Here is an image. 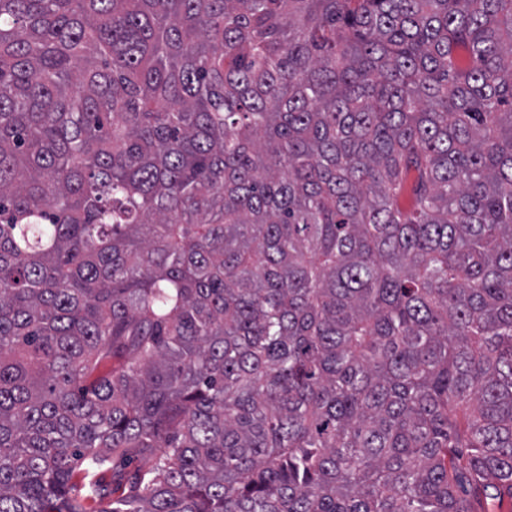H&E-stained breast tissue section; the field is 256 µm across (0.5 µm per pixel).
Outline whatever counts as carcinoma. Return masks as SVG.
Returning a JSON list of instances; mask_svg holds the SVG:
<instances>
[{
	"mask_svg": "<svg viewBox=\"0 0 512 512\" xmlns=\"http://www.w3.org/2000/svg\"><path fill=\"white\" fill-rule=\"evenodd\" d=\"M506 500L512 0H0V512Z\"/></svg>",
	"mask_w": 512,
	"mask_h": 512,
	"instance_id": "cac0c4a2",
	"label": "carcinoma"
}]
</instances>
